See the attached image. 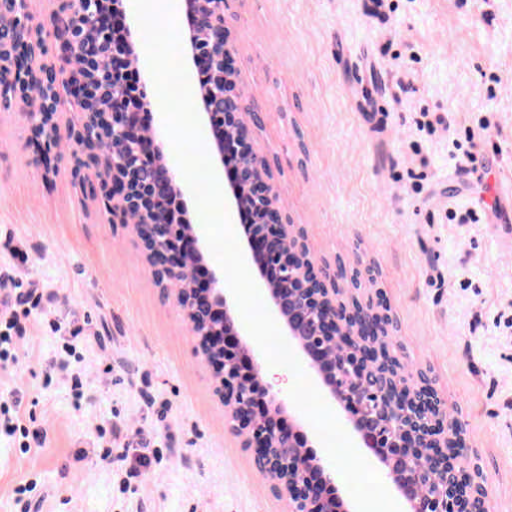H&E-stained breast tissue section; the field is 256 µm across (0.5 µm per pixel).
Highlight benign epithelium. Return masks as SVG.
Masks as SVG:
<instances>
[{
  "instance_id": "obj_1",
  "label": "benign epithelium",
  "mask_w": 512,
  "mask_h": 512,
  "mask_svg": "<svg viewBox=\"0 0 512 512\" xmlns=\"http://www.w3.org/2000/svg\"><path fill=\"white\" fill-rule=\"evenodd\" d=\"M104 0H60L51 27L31 25L30 0H0V94L24 115L30 130L28 143L47 160L45 150L61 140L73 142L95 166L109 175L106 188L112 197V218L132 225L157 283L174 287L177 304L197 338V352L218 374L215 391L224 415L242 446L251 450L261 473L270 478L280 496L288 498V512H339V500L324 497L310 478L318 469L327 481L339 473L327 459L309 460L293 434L280 424L285 397L270 385L262 386L267 410L259 413L257 394L240 373V354H253L236 324L229 303L224 273L215 272L208 288H190L191 265L204 260L209 248L193 224H176L170 213L159 214L162 198L138 181L151 173L166 188L183 194L178 171L166 164V145L153 128L125 112L112 89L122 84L128 56L101 52L111 18ZM199 15L193 43L208 71L202 98L214 104L203 113L210 129L218 133V154L224 143L234 146L239 160L238 184L229 187L227 199L242 206L247 193L255 216L252 236L245 248L257 253L263 244V261L276 270L263 278L268 301L283 319L286 336L307 356L310 368L330 396L349 416L364 447L388 468L387 476L409 504V512H460L457 491L467 492L466 512H487V479L468 462L460 436H448V413L420 374L411 383L400 372L377 370L379 352L370 342L389 334L390 319L381 310L354 299H340V282L358 275L340 268L338 277L315 266L302 236L294 233L275 205V194L264 181L266 162L251 149L235 87L231 85L228 49L224 38V0H187ZM57 42L70 67L58 73L38 63L46 43ZM68 86L82 105L85 118L77 128H61L53 112H41L32 102L49 90L58 101L57 86ZM96 97L111 98V109L91 108ZM112 131L116 148H100L103 128Z\"/></svg>"
}]
</instances>
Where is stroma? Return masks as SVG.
Instances as JSON below:
<instances>
[{"label": "stroma", "instance_id": "obj_1", "mask_svg": "<svg viewBox=\"0 0 512 512\" xmlns=\"http://www.w3.org/2000/svg\"><path fill=\"white\" fill-rule=\"evenodd\" d=\"M224 0L242 118L284 223L360 273L392 349L458 420L489 512H512V0ZM259 122H252V115ZM487 143L464 156L467 132ZM0 108V282L38 288L0 362V512H288L99 168L43 169ZM80 329L67 355L51 324ZM28 452H21L22 444ZM102 448H121L104 460Z\"/></svg>", "mask_w": 512, "mask_h": 512}]
</instances>
